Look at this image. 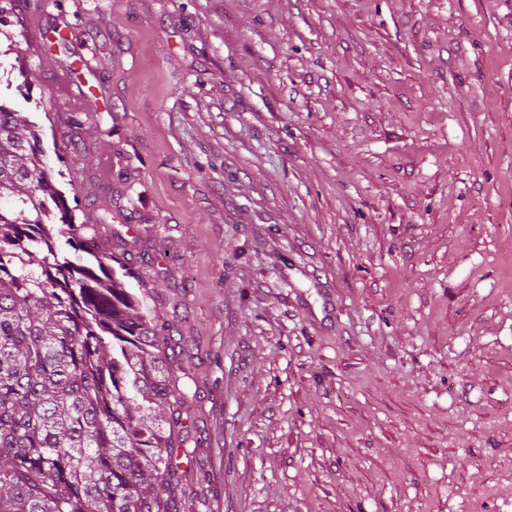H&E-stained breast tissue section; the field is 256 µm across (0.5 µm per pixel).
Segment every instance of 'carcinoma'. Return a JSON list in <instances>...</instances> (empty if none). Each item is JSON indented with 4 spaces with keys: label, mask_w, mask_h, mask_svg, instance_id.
Returning <instances> with one entry per match:
<instances>
[{
    "label": "carcinoma",
    "mask_w": 512,
    "mask_h": 512,
    "mask_svg": "<svg viewBox=\"0 0 512 512\" xmlns=\"http://www.w3.org/2000/svg\"><path fill=\"white\" fill-rule=\"evenodd\" d=\"M110 221L106 208L73 223L38 126L0 111V512L174 507L187 394L162 348L169 324L101 252Z\"/></svg>",
    "instance_id": "obj_1"
}]
</instances>
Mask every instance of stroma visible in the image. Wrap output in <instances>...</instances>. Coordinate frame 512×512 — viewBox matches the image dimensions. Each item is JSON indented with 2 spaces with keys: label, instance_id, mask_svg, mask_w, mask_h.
<instances>
[{
  "label": "stroma",
  "instance_id": "35a3bbf8",
  "mask_svg": "<svg viewBox=\"0 0 512 512\" xmlns=\"http://www.w3.org/2000/svg\"><path fill=\"white\" fill-rule=\"evenodd\" d=\"M10 20L0 99L181 339L179 512H512V0Z\"/></svg>",
  "mask_w": 512,
  "mask_h": 512
}]
</instances>
